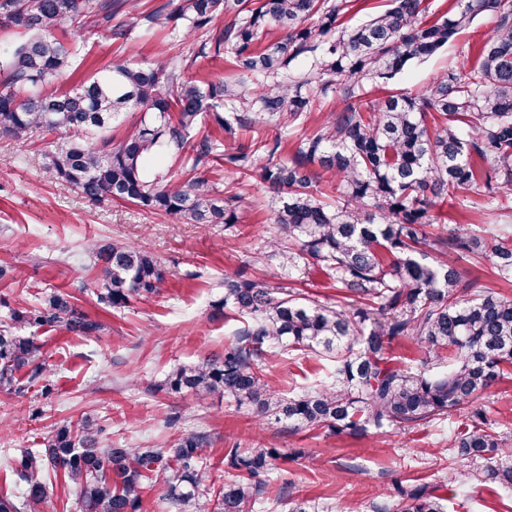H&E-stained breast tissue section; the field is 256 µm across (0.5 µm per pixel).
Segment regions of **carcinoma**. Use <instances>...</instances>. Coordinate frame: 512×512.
<instances>
[{"mask_svg":"<svg viewBox=\"0 0 512 512\" xmlns=\"http://www.w3.org/2000/svg\"><path fill=\"white\" fill-rule=\"evenodd\" d=\"M423 2L390 0L344 30L350 0H169L151 11L142 0H0V24L25 35L0 62V137L20 139L36 127L55 132L59 141L45 164L84 199L125 201L189 224L240 223L245 197L220 189L210 169L254 180L274 204L269 223L278 234L267 241L269 256L290 275L320 268L356 301L325 303L226 274L212 315L229 309L242 326L224 354L174 368L163 384L168 392L247 405L262 428L286 422L375 437L451 416L512 367V297L474 291L464 270L443 259L449 251L463 260L486 256L508 281L512 239L488 247L464 224L446 237L427 231L437 200L459 190L512 194V0H459L433 22L422 19ZM481 14L500 24L470 70L451 69L418 93L362 102L366 86L393 83ZM65 23L75 26L67 39L55 34ZM156 26L181 29L193 43L190 58L160 51L140 65L114 63L72 92L47 89L73 66L80 31L103 27L126 43ZM221 54L243 80L185 77L187 66ZM330 93L337 110L296 135L291 160H278L288 128L304 124L314 101ZM122 112L141 116L115 140L106 132ZM208 119L223 136L200 134ZM244 132L252 133L246 145ZM169 157L183 171L178 181L162 170ZM324 182L340 200L330 202ZM87 250L105 308L120 311L165 288V270L141 246L114 240ZM23 328L93 338L103 325L73 296L49 288L35 303L9 309L0 322V392L9 395H24L47 371L43 345L18 334ZM402 338L423 344L432 365L417 374L389 365L387 350ZM275 351L326 357L330 380L291 395L273 389L260 363ZM472 418L448 437L452 456L480 468L488 483L512 488L508 439L487 427L480 410ZM102 432L84 416L10 457L19 489L0 491V512H37L60 474L82 512H140L150 480L180 512H249L287 457L272 443L230 448V478L215 492L201 456L206 433L186 432L170 448H111ZM443 501L416 488L395 512H444Z\"/></svg>","mask_w":512,"mask_h":512,"instance_id":"obj_1","label":"carcinoma"}]
</instances>
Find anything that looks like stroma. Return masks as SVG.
Listing matches in <instances>:
<instances>
[{"instance_id": "1", "label": "stroma", "mask_w": 512, "mask_h": 512, "mask_svg": "<svg viewBox=\"0 0 512 512\" xmlns=\"http://www.w3.org/2000/svg\"><path fill=\"white\" fill-rule=\"evenodd\" d=\"M478 16L471 27L431 59L411 65L395 80L400 91L417 92L445 76L498 25ZM72 68L52 85L69 92L115 62L140 63L158 49L187 55L190 41L181 32L156 28L120 47L105 30H85ZM56 135L35 130L27 140L0 138V261L20 269L0 280V321L9 307L32 303L44 288L76 297L79 307L103 324L92 340L62 329H41L37 336L51 369L52 392L32 384L23 396L0 393V490L8 488L6 459L18 448H35L56 423L84 415L99 419L105 445L114 448H167L189 430L209 434L202 455L216 485H223L224 452L274 443L283 448L272 480L252 512H289L298 501L328 504L329 512H367L371 502H398L418 486L437 491L447 512H512V490L483 482L474 467L452 459L449 434L470 422L456 412L440 426L414 425L377 438L296 430L285 423L258 428L250 410L234 401L170 394L163 382L176 366L197 364L223 354L240 322L233 312L215 318L210 305L223 294L225 274L242 273L286 286L316 300L335 299L340 291L320 269L288 277L265 255L274 228L262 189L250 187L251 204L241 224L201 226L126 204L96 207L61 183L46 168L42 153ZM434 233L449 234L470 225L494 244L499 221L491 205L462 190L438 201ZM121 239L146 246L167 273L161 294L132 301L122 312H108L95 295L97 268L85 251L88 242ZM331 364L314 354L266 357L268 383L296 393L327 381ZM493 428L512 439V373L477 401Z\"/></svg>"}]
</instances>
